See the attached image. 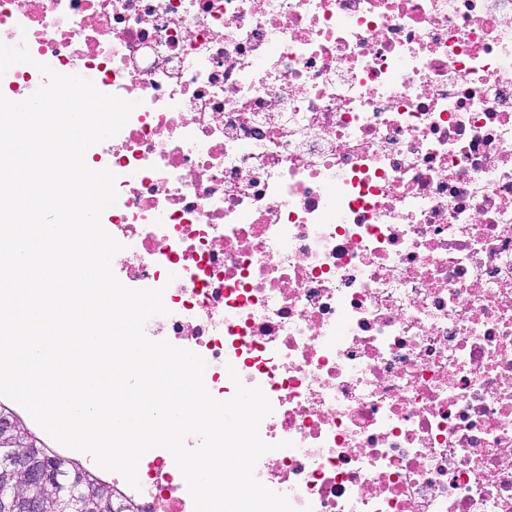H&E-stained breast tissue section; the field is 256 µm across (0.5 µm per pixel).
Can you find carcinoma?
<instances>
[{"mask_svg": "<svg viewBox=\"0 0 512 512\" xmlns=\"http://www.w3.org/2000/svg\"><path fill=\"white\" fill-rule=\"evenodd\" d=\"M21 457L45 469L47 480H31ZM120 497L110 483L58 454L36 433L0 429V512H30L34 503L44 512H100Z\"/></svg>", "mask_w": 512, "mask_h": 512, "instance_id": "carcinoma-1", "label": "carcinoma"}]
</instances>
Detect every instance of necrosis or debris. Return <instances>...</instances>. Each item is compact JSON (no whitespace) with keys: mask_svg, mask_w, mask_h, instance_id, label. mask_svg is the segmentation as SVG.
<instances>
[{"mask_svg":"<svg viewBox=\"0 0 512 512\" xmlns=\"http://www.w3.org/2000/svg\"><path fill=\"white\" fill-rule=\"evenodd\" d=\"M0 42L135 101L113 269L149 339L273 412L296 512H512V0H0ZM138 505L194 512L168 453Z\"/></svg>","mask_w":512,"mask_h":512,"instance_id":"obj_1","label":"necrosis or debris"}]
</instances>
